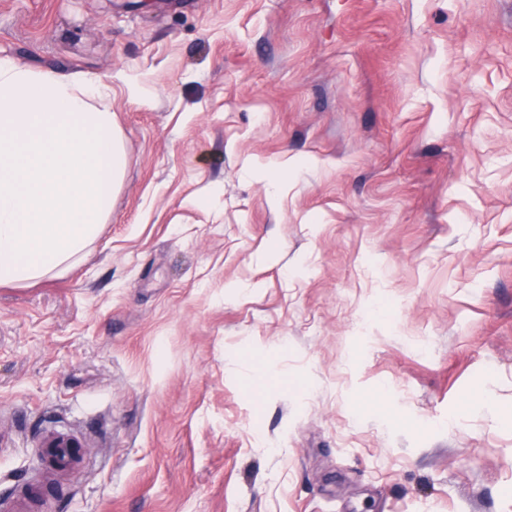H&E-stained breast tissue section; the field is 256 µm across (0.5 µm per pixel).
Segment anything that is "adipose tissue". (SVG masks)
Segmentation results:
<instances>
[{
    "label": "adipose tissue",
    "instance_id": "1",
    "mask_svg": "<svg viewBox=\"0 0 512 512\" xmlns=\"http://www.w3.org/2000/svg\"><path fill=\"white\" fill-rule=\"evenodd\" d=\"M100 80L0 58V284L74 265L99 236L123 174Z\"/></svg>",
    "mask_w": 512,
    "mask_h": 512
}]
</instances>
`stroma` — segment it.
<instances>
[{
  "mask_svg": "<svg viewBox=\"0 0 512 512\" xmlns=\"http://www.w3.org/2000/svg\"><path fill=\"white\" fill-rule=\"evenodd\" d=\"M0 56L110 85L124 153L86 255L0 286V490L512 512V0H0Z\"/></svg>",
  "mask_w": 512,
  "mask_h": 512,
  "instance_id": "1",
  "label": "stroma"
}]
</instances>
